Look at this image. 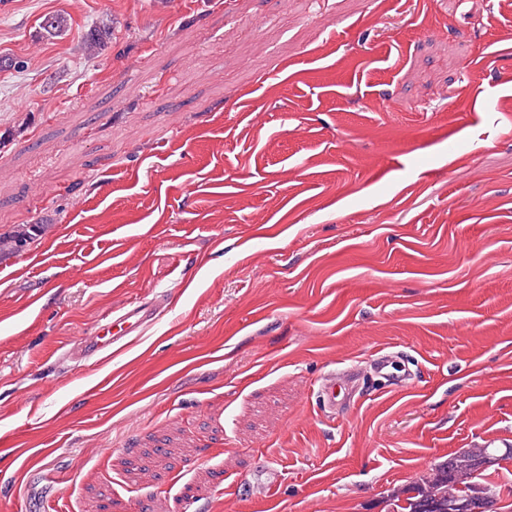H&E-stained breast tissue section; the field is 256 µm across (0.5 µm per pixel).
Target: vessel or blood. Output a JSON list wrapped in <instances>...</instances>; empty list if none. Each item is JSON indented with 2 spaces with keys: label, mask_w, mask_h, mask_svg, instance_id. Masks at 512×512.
Returning a JSON list of instances; mask_svg holds the SVG:
<instances>
[{
  "label": "vessel or blood",
  "mask_w": 512,
  "mask_h": 512,
  "mask_svg": "<svg viewBox=\"0 0 512 512\" xmlns=\"http://www.w3.org/2000/svg\"><path fill=\"white\" fill-rule=\"evenodd\" d=\"M160 301L128 304L122 307L120 315L109 319L101 325L96 335L80 340L76 352L85 357H107L126 348L131 336L153 320ZM374 371L384 384L401 386L407 383L408 373L398 366L394 354L380 353L373 360ZM359 377L352 370L331 369L317 381L314 395L321 411L335 412L339 402L355 394Z\"/></svg>",
  "instance_id": "1"
}]
</instances>
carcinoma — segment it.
Returning <instances> with one entry per match:
<instances>
[{
	"label": "carcinoma",
	"instance_id": "obj_1",
	"mask_svg": "<svg viewBox=\"0 0 512 512\" xmlns=\"http://www.w3.org/2000/svg\"><path fill=\"white\" fill-rule=\"evenodd\" d=\"M69 27L66 16L47 15L40 28L55 36ZM111 31L100 23L84 34L88 52L101 54L108 47ZM512 460V447L460 448L434 462L427 473L410 486L387 495L388 512H500L502 484L501 460Z\"/></svg>",
	"mask_w": 512,
	"mask_h": 512
}]
</instances>
